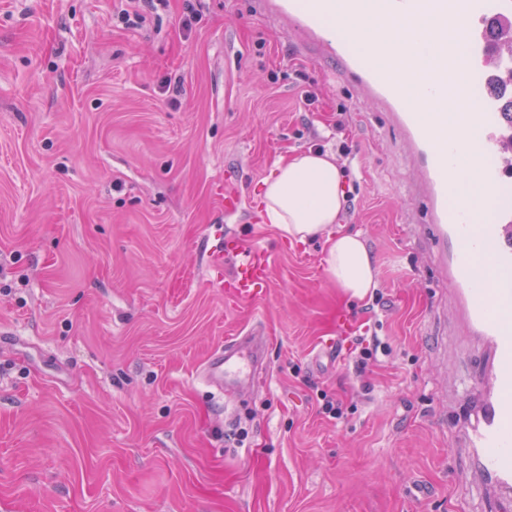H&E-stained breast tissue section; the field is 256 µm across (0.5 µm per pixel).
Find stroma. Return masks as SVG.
<instances>
[{"label":"stroma","mask_w":512,"mask_h":512,"mask_svg":"<svg viewBox=\"0 0 512 512\" xmlns=\"http://www.w3.org/2000/svg\"><path fill=\"white\" fill-rule=\"evenodd\" d=\"M121 7L0 0V512H495L460 445L491 351L413 233L388 112L257 0L143 4L130 27ZM311 148L347 172L365 299L259 214L273 162ZM230 240L272 254L258 300L225 294ZM254 326L266 371L217 392L204 361ZM370 336L390 353L359 375Z\"/></svg>","instance_id":"1"}]
</instances>
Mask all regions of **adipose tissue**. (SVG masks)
Returning <instances> with one entry per match:
<instances>
[{
    "instance_id": "1",
    "label": "adipose tissue",
    "mask_w": 512,
    "mask_h": 512,
    "mask_svg": "<svg viewBox=\"0 0 512 512\" xmlns=\"http://www.w3.org/2000/svg\"><path fill=\"white\" fill-rule=\"evenodd\" d=\"M341 171L328 151L310 149L277 160L257 196L264 221L283 238H322L325 273L345 294L361 299L377 286V267L360 233L337 229Z\"/></svg>"
}]
</instances>
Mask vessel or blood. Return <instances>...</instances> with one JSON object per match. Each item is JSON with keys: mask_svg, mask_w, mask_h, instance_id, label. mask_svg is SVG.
<instances>
[{"mask_svg": "<svg viewBox=\"0 0 512 512\" xmlns=\"http://www.w3.org/2000/svg\"><path fill=\"white\" fill-rule=\"evenodd\" d=\"M263 7L288 19L319 56L339 60L349 81L385 105L414 151V200L428 218L434 257L443 261L471 331L493 352L464 445L512 494V115L500 111L495 96L470 95L475 81L512 88V0H264ZM354 18L407 25L405 43L421 78L407 84L389 59L388 37L374 35L369 48L358 47L343 26ZM473 163L485 201L464 207L452 189ZM233 258L231 297L256 299L269 285V251L239 249ZM263 346L258 332L225 340L205 361L204 380L227 395L243 392Z\"/></svg>", "mask_w": 512, "mask_h": 512, "instance_id": "1", "label": "vessel or blood"}]
</instances>
